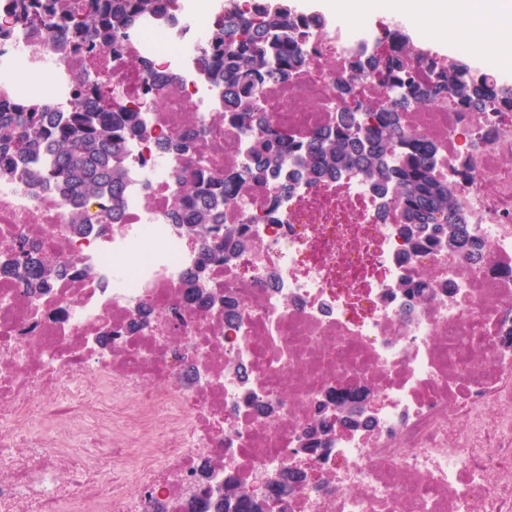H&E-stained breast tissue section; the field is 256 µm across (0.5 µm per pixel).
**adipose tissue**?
<instances>
[{"label":"adipose tissue","mask_w":512,"mask_h":512,"mask_svg":"<svg viewBox=\"0 0 512 512\" xmlns=\"http://www.w3.org/2000/svg\"><path fill=\"white\" fill-rule=\"evenodd\" d=\"M387 7L402 23L445 36L451 52L484 45L512 62V0L492 9L485 0H387Z\"/></svg>","instance_id":"ef3b65f1"}]
</instances>
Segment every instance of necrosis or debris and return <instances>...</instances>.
I'll return each mask as SVG.
<instances>
[{
    "mask_svg": "<svg viewBox=\"0 0 512 512\" xmlns=\"http://www.w3.org/2000/svg\"><path fill=\"white\" fill-rule=\"evenodd\" d=\"M224 11L171 6L143 19L122 55L64 56L0 44V98L18 76L50 75L70 111L87 76L112 102L143 95L145 69L169 75L124 164L131 181L111 235H73L67 203L29 176L0 181V258L18 237L70 260L43 294L0 275V512H213L191 484H253L306 460L308 477L271 512H512V112L435 104L411 113L412 136L437 145L482 259L412 248L359 172L281 194L265 185L224 212L250 251L209 267L215 301L191 292L201 261L167 219L179 167L236 171L271 131L301 140L340 112L378 107L379 74L347 62L385 55L394 16L310 29L306 65L268 87L266 123L221 119L222 91L202 49ZM350 91L338 95L336 84ZM201 130L193 158L159 140ZM467 159L469 178L456 174ZM432 290L410 299L403 281ZM378 396L370 426L337 429L307 450L304 433L340 396ZM39 424L46 436L24 437Z\"/></svg>",
    "mask_w": 512,
    "mask_h": 512,
    "instance_id": "1",
    "label": "necrosis or debris"
}]
</instances>
